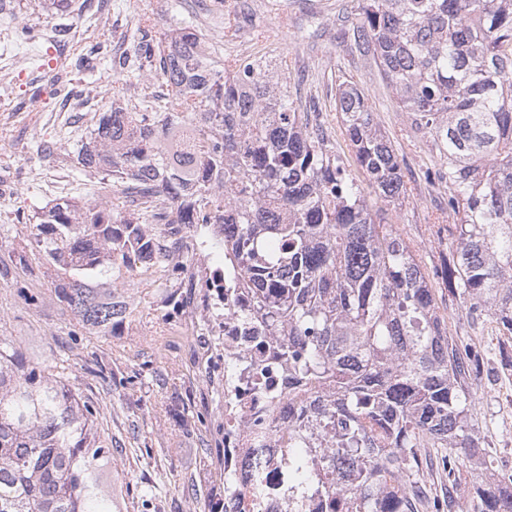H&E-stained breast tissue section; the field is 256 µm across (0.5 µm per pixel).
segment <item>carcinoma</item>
Returning <instances> with one entry per match:
<instances>
[{"instance_id":"obj_1","label":"carcinoma","mask_w":512,"mask_h":512,"mask_svg":"<svg viewBox=\"0 0 512 512\" xmlns=\"http://www.w3.org/2000/svg\"><path fill=\"white\" fill-rule=\"evenodd\" d=\"M201 26L192 16L157 32L140 20L110 106L64 149L127 206L94 192L37 214L33 241L65 275L60 301L82 326L112 332L131 260L179 273L192 261L153 225L193 224L196 244L224 258L210 317L260 326L274 350L245 366L250 382L274 398L270 373L284 364L288 388L309 390L279 458L288 512H418L423 448L445 449L435 512L458 506L464 472L476 476L477 512H512V478L484 468L469 413L479 353L448 336L436 285L366 199L368 185L388 206L408 196L367 96L344 81L335 103L362 179L289 98L283 64L226 60ZM353 36L438 158L424 181L459 216L442 285L511 336L512 0H360ZM95 421L60 367L28 362L0 336V512H112V453ZM233 475L224 466V491L245 512Z\"/></svg>"}]
</instances>
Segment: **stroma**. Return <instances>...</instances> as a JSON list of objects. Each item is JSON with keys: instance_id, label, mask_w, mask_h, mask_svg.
<instances>
[{"instance_id": "obj_1", "label": "stroma", "mask_w": 512, "mask_h": 512, "mask_svg": "<svg viewBox=\"0 0 512 512\" xmlns=\"http://www.w3.org/2000/svg\"><path fill=\"white\" fill-rule=\"evenodd\" d=\"M0 21L32 28L19 40L0 30V336L12 339L33 363L63 367L72 389L96 411V425L112 450V512H213L224 498V348L205 320L206 271L184 275L193 282L180 300L179 280L135 271L119 296L126 312L111 335L82 329L57 298L58 273L29 237V217L62 197L82 198L91 184L67 167L37 154L39 144L75 143L107 108L114 76L112 57L94 69L80 67L85 46L101 42L131 50L141 12L158 28L186 19L196 0H72L69 11L51 12L41 0H12ZM357 0H254L237 19V35L225 39V23L212 15L208 37L228 55L267 62L295 58L288 94L297 102L316 90L323 117L335 119L339 84L364 88L380 127L398 155L413 198L389 207L419 249L428 272L448 253V231L439 224L441 205L422 178L434 159L424 140L404 138L410 119L374 63L344 36L345 19ZM86 88L82 100H64L56 80ZM448 333L478 347L482 372L473 381L472 417L484 439L486 464L512 469V364L500 353L495 323L471 321L460 302L439 299Z\"/></svg>"}]
</instances>
